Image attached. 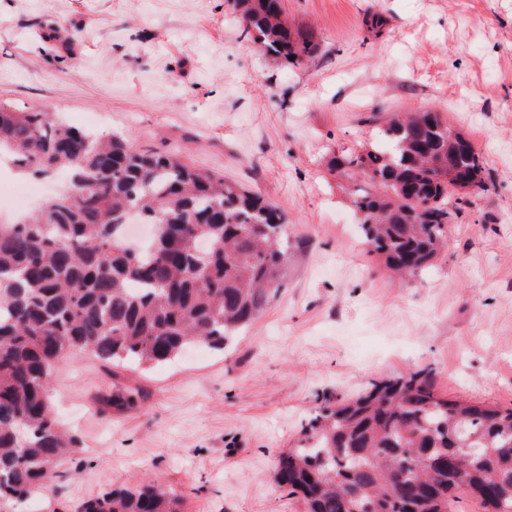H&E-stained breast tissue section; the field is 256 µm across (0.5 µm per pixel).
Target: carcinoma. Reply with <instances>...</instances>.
Listing matches in <instances>:
<instances>
[{
  "mask_svg": "<svg viewBox=\"0 0 512 512\" xmlns=\"http://www.w3.org/2000/svg\"><path fill=\"white\" fill-rule=\"evenodd\" d=\"M246 35L269 57L303 66L318 50L280 0H233ZM295 60H290V57ZM377 136L328 164L375 183L353 192L369 252L399 279L448 249V225L491 182L478 151L438 112L392 114ZM22 174L68 185L34 217L0 224V503L48 490L79 441L52 414L48 383L70 355L155 365L193 344L224 348L283 286V210L238 183L69 125L48 111L0 102V157ZM155 227L130 247V215ZM274 480L304 512H449L465 491L484 512H512V406L450 399L433 372L384 377L324 399ZM146 483L77 503L71 512H180Z\"/></svg>",
  "mask_w": 512,
  "mask_h": 512,
  "instance_id": "1",
  "label": "carcinoma"
}]
</instances>
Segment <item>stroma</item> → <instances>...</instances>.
<instances>
[{"mask_svg": "<svg viewBox=\"0 0 512 512\" xmlns=\"http://www.w3.org/2000/svg\"><path fill=\"white\" fill-rule=\"evenodd\" d=\"M284 8L318 44L306 65L264 56L228 0H0V100L176 153L281 206L289 235L284 287L228 348L143 369L61 362L49 396L82 451L0 512H68L148 479L182 512H303L275 456L324 397L427 367L447 397L512 405V0ZM417 109L464 132L492 184L435 267L402 283L326 159L372 140L369 117ZM119 389L133 405L113 406Z\"/></svg>", "mask_w": 512, "mask_h": 512, "instance_id": "35a3bbf8", "label": "stroma"}]
</instances>
